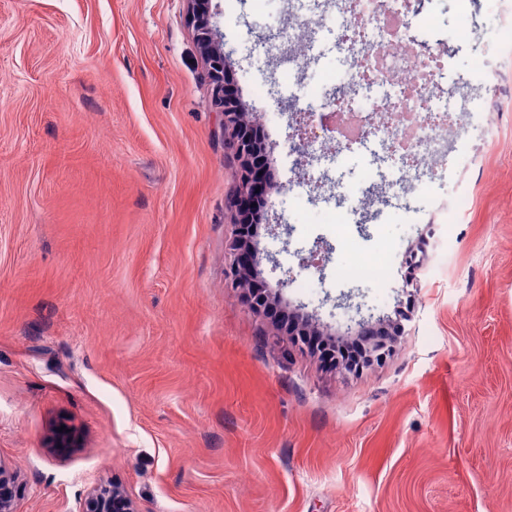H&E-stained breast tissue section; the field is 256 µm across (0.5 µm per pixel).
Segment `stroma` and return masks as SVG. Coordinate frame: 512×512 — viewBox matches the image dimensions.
<instances>
[{
    "label": "stroma",
    "instance_id": "35a3bbf8",
    "mask_svg": "<svg viewBox=\"0 0 512 512\" xmlns=\"http://www.w3.org/2000/svg\"><path fill=\"white\" fill-rule=\"evenodd\" d=\"M270 189L260 266L324 334L405 314L386 361L324 369L225 285L234 161L187 0H0V460L17 512H77L118 484L139 512H512V52L500 0H424L407 36L463 129L417 188L379 138L317 153L345 75L334 0H217ZM309 21L313 57L261 37ZM497 62L488 81L477 58ZM392 247L386 280L338 275ZM447 238L408 258L429 225ZM320 266L301 267L310 252ZM288 288H280L282 278Z\"/></svg>",
    "mask_w": 512,
    "mask_h": 512
}]
</instances>
